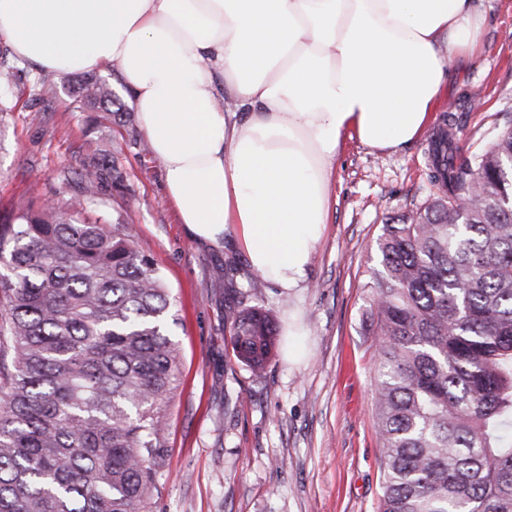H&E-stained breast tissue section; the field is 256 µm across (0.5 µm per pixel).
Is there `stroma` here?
<instances>
[{
    "instance_id": "1",
    "label": "stroma",
    "mask_w": 512,
    "mask_h": 512,
    "mask_svg": "<svg viewBox=\"0 0 512 512\" xmlns=\"http://www.w3.org/2000/svg\"><path fill=\"white\" fill-rule=\"evenodd\" d=\"M16 107L0 112V212L56 196L72 212H128L176 304L170 333L181 382L165 401L167 446L148 512H377L381 448L373 424L376 342L364 330L365 288L379 268L377 242L440 194L431 141L452 118L464 155L484 151L512 122V0H492L474 56L458 58L425 131L396 152L344 138L331 177L330 212L303 287H247L238 254L203 246L179 224L161 168L139 146L140 124L78 108L60 81L43 112L17 74L0 70ZM112 163L95 202L75 168L86 140ZM271 309L297 333L281 336L263 372L238 362L225 314Z\"/></svg>"
}]
</instances>
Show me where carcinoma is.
Wrapping results in <instances>:
<instances>
[{"label":"carcinoma","instance_id":"carcinoma-1","mask_svg":"<svg viewBox=\"0 0 512 512\" xmlns=\"http://www.w3.org/2000/svg\"><path fill=\"white\" fill-rule=\"evenodd\" d=\"M41 92L61 76L39 70ZM75 101L110 112V86L74 78ZM441 195L379 238L365 327L376 337L380 512H512V128L461 163L433 142ZM108 160L79 156L97 200ZM478 204L461 215L457 203ZM0 512H144L177 387L173 299L151 249L120 216L44 198L0 218ZM229 343L260 372L273 315L228 310Z\"/></svg>","mask_w":512,"mask_h":512}]
</instances>
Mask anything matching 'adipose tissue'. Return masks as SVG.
<instances>
[{
	"instance_id": "obj_1",
	"label": "adipose tissue",
	"mask_w": 512,
	"mask_h": 512,
	"mask_svg": "<svg viewBox=\"0 0 512 512\" xmlns=\"http://www.w3.org/2000/svg\"><path fill=\"white\" fill-rule=\"evenodd\" d=\"M482 0H0V43L68 74L116 71L192 238L299 287L345 134L424 131Z\"/></svg>"
}]
</instances>
